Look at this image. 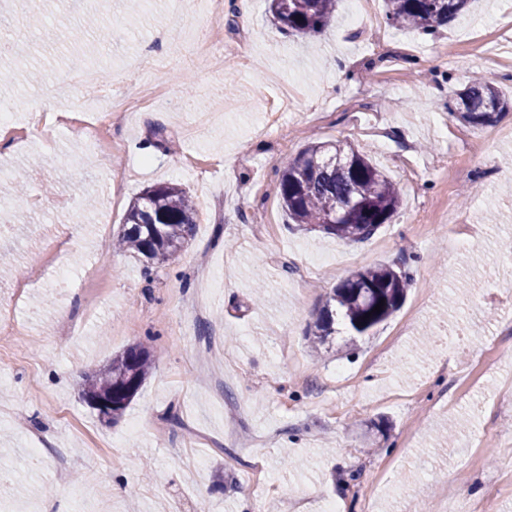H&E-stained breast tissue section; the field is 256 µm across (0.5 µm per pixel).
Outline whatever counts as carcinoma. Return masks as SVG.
<instances>
[{
	"label": "carcinoma",
	"instance_id": "cac0c4a2",
	"mask_svg": "<svg viewBox=\"0 0 512 512\" xmlns=\"http://www.w3.org/2000/svg\"><path fill=\"white\" fill-rule=\"evenodd\" d=\"M338 0H270L279 27L297 38L321 33ZM387 24L433 34L465 14L471 0H384ZM512 110V100L499 89L475 79L463 89L452 114L471 128L495 124ZM280 202L288 221L310 231L358 241L388 223L401 205V192L364 153L331 142H317L295 157L280 178ZM196 203L178 183L152 186L127 208L117 235L124 251L155 264L174 259L196 227ZM409 280L391 265L378 264L355 272L326 299L310 329L316 348L334 333L339 316L354 336H364L401 305ZM384 302L380 312L373 308ZM153 368L145 346H131L87 376L85 401L112 398L117 421L139 393Z\"/></svg>",
	"mask_w": 512,
	"mask_h": 512
}]
</instances>
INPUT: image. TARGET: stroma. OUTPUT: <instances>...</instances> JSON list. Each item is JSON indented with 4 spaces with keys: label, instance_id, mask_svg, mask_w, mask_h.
<instances>
[{
    "label": "stroma",
    "instance_id": "obj_1",
    "mask_svg": "<svg viewBox=\"0 0 512 512\" xmlns=\"http://www.w3.org/2000/svg\"><path fill=\"white\" fill-rule=\"evenodd\" d=\"M268 0H224V45L249 65L198 61L211 35L203 0H80L57 10L40 42L0 63V108L59 113L93 71L137 98L109 114L100 157L66 127L51 138L0 137V190L23 170V201L0 197V277L16 331L0 334V512H448L450 495L512 512V137L449 113L474 76L512 94L476 32L512 29V0H474L436 35L391 28L379 55L372 0H347L318 36H288ZM118 18L112 39L68 33L85 15ZM186 33L162 44L158 27ZM79 73L78 85L64 75ZM367 152L400 188L402 207L361 241L259 217L283 170L311 141ZM181 184L197 204L194 235L163 265L114 251L129 203ZM391 264L411 285L367 335L344 324L320 349L306 335L333 288ZM70 280L60 283V271ZM434 335L430 353L415 345ZM146 343L150 377L112 425L81 397L86 374ZM39 439L40 454L29 451ZM66 478H59V469Z\"/></svg>",
    "mask_w": 512,
    "mask_h": 512
}]
</instances>
